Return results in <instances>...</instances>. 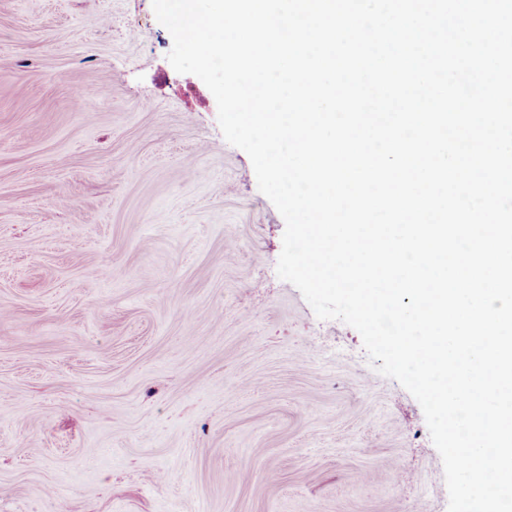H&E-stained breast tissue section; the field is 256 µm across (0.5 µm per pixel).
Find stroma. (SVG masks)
Instances as JSON below:
<instances>
[{
    "label": "stroma",
    "mask_w": 512,
    "mask_h": 512,
    "mask_svg": "<svg viewBox=\"0 0 512 512\" xmlns=\"http://www.w3.org/2000/svg\"><path fill=\"white\" fill-rule=\"evenodd\" d=\"M171 48L152 0H0V512H447Z\"/></svg>",
    "instance_id": "stroma-1"
}]
</instances>
